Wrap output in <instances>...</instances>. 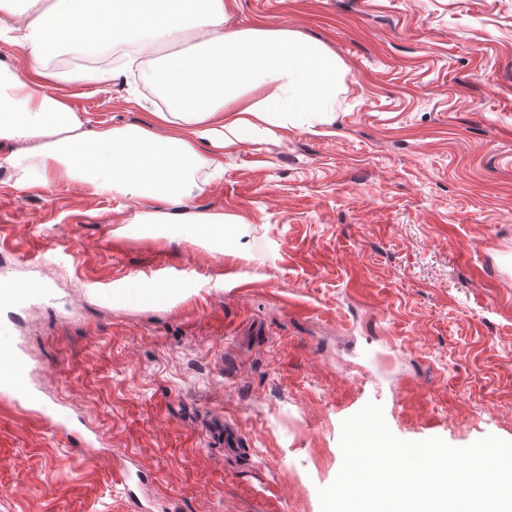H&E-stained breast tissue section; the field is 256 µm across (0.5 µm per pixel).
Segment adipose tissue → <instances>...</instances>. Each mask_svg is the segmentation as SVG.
Listing matches in <instances>:
<instances>
[{
	"mask_svg": "<svg viewBox=\"0 0 512 512\" xmlns=\"http://www.w3.org/2000/svg\"><path fill=\"white\" fill-rule=\"evenodd\" d=\"M0 0V35L13 34L24 69L0 62V141L21 184L57 182L133 198L138 224H180L223 243L234 216L187 207L224 168L214 154L336 120L342 63L322 42L287 28L225 29L224 0ZM94 58L125 45L128 66L174 99L146 123L91 124L61 88L111 81L114 69L50 66L47 39ZM190 44L187 52L177 51Z\"/></svg>",
	"mask_w": 512,
	"mask_h": 512,
	"instance_id": "1",
	"label": "adipose tissue"
}]
</instances>
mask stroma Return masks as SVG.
Returning a JSON list of instances; mask_svg holds the SVG:
<instances>
[{"mask_svg": "<svg viewBox=\"0 0 512 512\" xmlns=\"http://www.w3.org/2000/svg\"><path fill=\"white\" fill-rule=\"evenodd\" d=\"M224 3L336 54V121L221 157L189 204L238 216L222 254L125 196L20 187L0 147V282L37 290L0 322L70 416L0 403V512H321L370 402L404 440L512 441V0ZM66 92L150 119L122 77Z\"/></svg>", "mask_w": 512, "mask_h": 512, "instance_id": "obj_1", "label": "stroma"}]
</instances>
